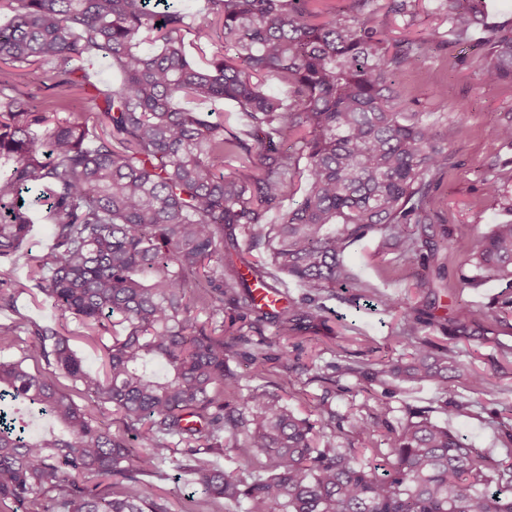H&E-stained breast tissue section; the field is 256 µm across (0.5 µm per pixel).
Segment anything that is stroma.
<instances>
[{
  "mask_svg": "<svg viewBox=\"0 0 512 512\" xmlns=\"http://www.w3.org/2000/svg\"><path fill=\"white\" fill-rule=\"evenodd\" d=\"M387 2H374L378 21L412 37L427 36L435 23L437 0H419V14L413 19L387 15ZM482 59L479 47L449 46L434 50L397 75L401 97L413 110L459 116L469 127L468 136L452 145L458 164L449 170L435 194V226L451 229L454 245L430 260L432 287H417L415 264L395 253H380L379 235H370L350 245L344 254L346 264L369 285L365 298H355L348 288L323 294L314 320L303 322L299 330L286 336L277 335L269 323L249 330L228 360L244 390L258 389L280 396L313 419L335 412L338 428L324 437V444L360 448L367 462L378 460L384 434L376 432L371 442H364L352 434L347 418L355 413L375 414L382 403L393 406L399 419L408 407L424 411L433 422L448 426L465 443L495 458L502 456L511 442L497 423L512 418V357L503 358L497 345L503 342L512 346V317L499 321L490 306L502 289L499 282L487 281L473 288L459 279V266L475 240L491 225L512 219V213L499 208L488 195L484 181L490 165L512 159V146L489 133L497 116L512 110V84L485 85ZM437 88L443 89L442 97H434ZM30 216L26 255L9 271L10 278L20 282L28 277L29 257L42 254L51 232L40 205L31 204ZM387 295L407 298L409 307L424 315V336L439 344H452L457 360L491 377L495 389L471 398L460 378L450 382L447 393L442 394L428 384H369L346 374L347 364L372 365L408 353V346L395 334L399 315L383 303ZM459 301L471 303L476 319L490 328L488 340L451 343L448 317ZM18 315L40 326L66 325L73 335L71 345L85 364L93 369L100 366L102 351L84 339L79 321L61 319L52 302L43 296L19 295L15 312H0V324L12 322ZM259 349L267 356L260 366L251 361L252 353ZM289 359L295 360L294 368L286 367ZM467 397L473 402L471 416L459 421L449 419L442 409L445 399ZM144 480L163 492L172 512H182L188 497L199 493L191 475L169 463L145 475Z\"/></svg>",
  "mask_w": 512,
  "mask_h": 512,
  "instance_id": "stroma-1",
  "label": "stroma"
}]
</instances>
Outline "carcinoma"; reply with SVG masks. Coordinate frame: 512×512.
Here are the masks:
<instances>
[{"label":"carcinoma","mask_w":512,"mask_h":512,"mask_svg":"<svg viewBox=\"0 0 512 512\" xmlns=\"http://www.w3.org/2000/svg\"><path fill=\"white\" fill-rule=\"evenodd\" d=\"M316 0H207L187 13L169 0H0V62L41 72L45 88L64 100L90 90L97 122L60 116L0 78V266L20 255L31 228L24 195L35 194L51 223L47 250L29 258L27 286L0 280V311L16 294L36 291L84 337L102 340L114 320L124 334L102 344L92 370L70 346L65 328L0 324V345L22 356L0 361V506L31 500L54 512H166L140 476L174 461L208 499L245 504V512H512V448L496 459L470 448L422 411L403 421L353 415L352 433H386L382 463L359 461L354 448L319 447L332 417H302L256 389L243 394L227 357L245 335L235 316L224 322V298L253 323L272 320L277 335L318 316L312 301L269 313L257 288H278L269 268L308 295L363 288L344 261L349 243L378 232L384 244L417 261V287L430 288L427 262L451 249L453 235L430 232L434 194L456 166L448 146L467 127L444 113L406 112L396 75L412 66L439 30L395 40L369 10L371 0H341L327 11ZM453 41L471 43L484 25L486 0H442ZM201 64L188 60L185 38ZM484 83L512 84V31L482 37ZM100 55L121 79L103 87L85 63ZM275 81L290 100L263 89ZM182 98L229 101L263 135L254 150L224 121L182 111ZM512 144V111L490 127ZM239 167L227 171L228 163ZM512 170L493 166L485 184L512 212L505 184ZM291 201L275 224L270 214ZM262 246L268 260L248 259L239 245ZM463 283L505 285L493 300L512 314V221L495 224L467 255ZM398 335L416 339L405 362L346 367L368 382L428 383L448 391L462 364L448 346L420 337L425 323L399 299ZM209 309L198 321L194 310ZM452 335H484L471 304L451 317ZM26 337H21L20 333ZM41 359L72 383L29 370ZM164 371L155 370V361ZM467 390L482 395L491 378L473 371ZM76 390L95 411L78 405ZM48 417L34 432L18 410ZM123 416L145 442L132 447L103 416ZM234 439L236 466L218 467L224 435ZM263 456L264 474L253 464ZM107 483L97 491L79 478Z\"/></svg>","instance_id":"cac0c4a2"}]
</instances>
